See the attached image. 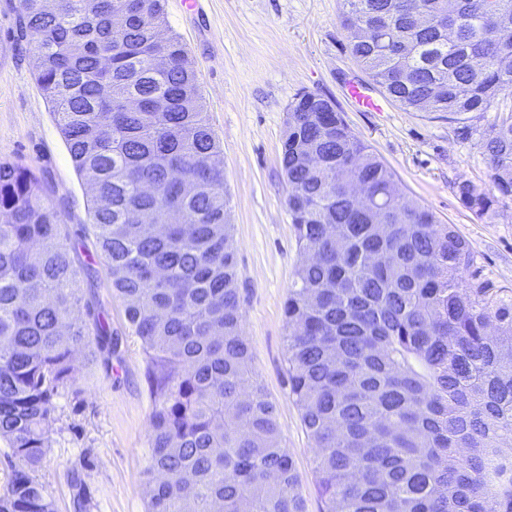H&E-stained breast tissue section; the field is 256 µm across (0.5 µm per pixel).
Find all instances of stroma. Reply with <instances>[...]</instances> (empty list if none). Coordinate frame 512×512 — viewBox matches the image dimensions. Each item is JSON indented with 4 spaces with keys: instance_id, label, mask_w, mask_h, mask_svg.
Listing matches in <instances>:
<instances>
[{
    "instance_id": "obj_1",
    "label": "stroma",
    "mask_w": 512,
    "mask_h": 512,
    "mask_svg": "<svg viewBox=\"0 0 512 512\" xmlns=\"http://www.w3.org/2000/svg\"><path fill=\"white\" fill-rule=\"evenodd\" d=\"M18 0H0V161L30 167L46 203L61 210L69 237L95 273L84 297L112 333L117 355L74 360L76 381L56 398L51 446L34 476L57 512H145L150 419L158 398L146 376L141 343L95 245L88 187L78 176L44 92L35 79L31 38H17ZM341 0H200L195 13L165 0L167 25L186 45L208 121L222 149L224 196L237 246L243 322L252 366L278 407L282 442L301 479L306 512H324L314 449L289 395L284 313L302 262L288 215L281 166L289 105L310 91L330 98L351 129L390 167L407 197L451 225L471 250V271L512 290V203L481 220L455 196L469 180L485 187L489 171L478 140L460 139L431 112H409L385 99L351 57L339 20ZM380 98L379 112L359 110L349 85Z\"/></svg>"
}]
</instances>
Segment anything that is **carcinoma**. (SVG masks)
I'll list each match as a JSON object with an SVG mask.
<instances>
[{"label":"carcinoma","mask_w":512,"mask_h":512,"mask_svg":"<svg viewBox=\"0 0 512 512\" xmlns=\"http://www.w3.org/2000/svg\"><path fill=\"white\" fill-rule=\"evenodd\" d=\"M436 23L416 29L412 9ZM354 59L402 108L437 112L486 154L490 186H456L493 218L512 201V0H344ZM36 80L92 193L97 252L141 342L158 404L148 512H305L276 404L243 335L221 148L162 0H22ZM165 97L163 112L152 111ZM282 142L299 250L285 304L289 394L314 445L325 512H512V293L466 273L467 243L406 199L395 173L310 95ZM362 182L356 209L346 186ZM90 276L28 167L0 162V438L25 465L0 512H56L30 472L50 448L72 358L116 354L88 323Z\"/></svg>","instance_id":"obj_1"}]
</instances>
